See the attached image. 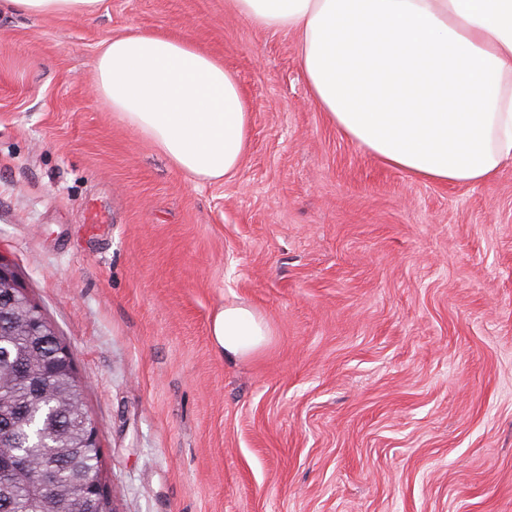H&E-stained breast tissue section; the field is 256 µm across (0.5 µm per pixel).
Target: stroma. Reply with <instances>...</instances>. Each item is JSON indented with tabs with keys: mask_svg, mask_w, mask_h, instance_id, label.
<instances>
[{
	"mask_svg": "<svg viewBox=\"0 0 512 512\" xmlns=\"http://www.w3.org/2000/svg\"><path fill=\"white\" fill-rule=\"evenodd\" d=\"M144 30L238 75L233 177L196 182L95 97L100 43ZM0 258L72 353L114 512H512V166L387 167L231 0L0 10ZM225 305L272 330L234 363Z\"/></svg>",
	"mask_w": 512,
	"mask_h": 512,
	"instance_id": "1",
	"label": "stroma"
}]
</instances>
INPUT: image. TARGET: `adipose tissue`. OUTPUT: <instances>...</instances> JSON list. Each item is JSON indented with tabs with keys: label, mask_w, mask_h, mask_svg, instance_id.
I'll return each mask as SVG.
<instances>
[{
	"label": "adipose tissue",
	"mask_w": 512,
	"mask_h": 512,
	"mask_svg": "<svg viewBox=\"0 0 512 512\" xmlns=\"http://www.w3.org/2000/svg\"><path fill=\"white\" fill-rule=\"evenodd\" d=\"M31 15L94 14L100 0H0ZM258 28L296 37L316 107L386 165L440 184L478 185L512 165V0H234ZM100 98L199 182L235 174L251 105L237 76L182 37L138 32L103 41ZM272 331L244 306L212 316L225 359Z\"/></svg>",
	"instance_id": "adipose-tissue-1"
}]
</instances>
